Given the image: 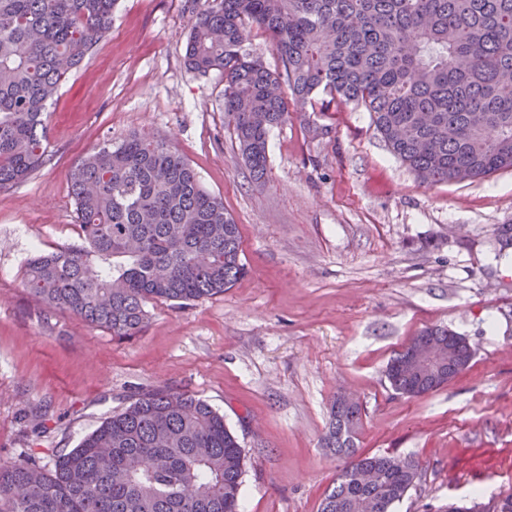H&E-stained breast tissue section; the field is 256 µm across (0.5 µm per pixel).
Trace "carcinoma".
<instances>
[{"instance_id": "carcinoma-1", "label": "carcinoma", "mask_w": 512, "mask_h": 512, "mask_svg": "<svg viewBox=\"0 0 512 512\" xmlns=\"http://www.w3.org/2000/svg\"><path fill=\"white\" fill-rule=\"evenodd\" d=\"M117 0H0V189L47 156V108L62 80L112 29ZM186 63L224 78V124L251 177L270 132L299 112L350 103L429 184L512 170V0H192ZM273 40L283 70L244 50ZM82 243L33 256L24 286L47 308L126 338L146 305L224 293L246 273L239 225L171 141L134 133L70 173ZM448 344L444 326L420 332ZM403 347L385 378L422 397L473 359L466 339L421 380ZM360 405L335 400L323 447L350 462L320 512H394L415 489L410 458L356 455ZM245 453L224 415L187 392L150 390L105 419L50 469L0 462V512H241ZM464 512H512V497Z\"/></svg>"}]
</instances>
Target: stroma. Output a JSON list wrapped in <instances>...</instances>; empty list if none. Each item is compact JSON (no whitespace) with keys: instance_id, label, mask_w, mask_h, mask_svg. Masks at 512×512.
<instances>
[{"instance_id":"1","label":"stroma","mask_w":512,"mask_h":512,"mask_svg":"<svg viewBox=\"0 0 512 512\" xmlns=\"http://www.w3.org/2000/svg\"><path fill=\"white\" fill-rule=\"evenodd\" d=\"M187 0H119L112 29L49 105L48 157L0 189V460L51 466L136 394L188 391L246 454L244 512H319L341 466L320 445L337 393L364 413L360 453L409 457L395 512L512 496V171L423 183L363 108L274 129L264 182L224 126V80L185 65ZM171 140L238 224L246 275L184 306L148 304L120 340L24 288L28 260L80 244L69 175L97 144ZM445 326L475 356L429 395H394L388 360ZM40 422L32 431V422Z\"/></svg>"}]
</instances>
